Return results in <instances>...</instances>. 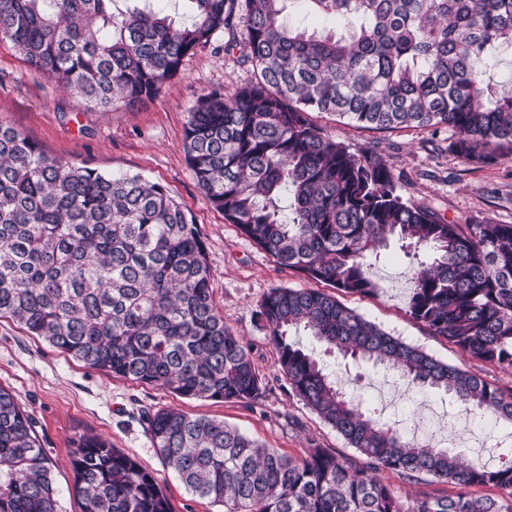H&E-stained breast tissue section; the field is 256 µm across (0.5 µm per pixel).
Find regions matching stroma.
Wrapping results in <instances>:
<instances>
[{
	"label": "stroma",
	"mask_w": 512,
	"mask_h": 512,
	"mask_svg": "<svg viewBox=\"0 0 512 512\" xmlns=\"http://www.w3.org/2000/svg\"><path fill=\"white\" fill-rule=\"evenodd\" d=\"M238 56V51H225L223 34H215L184 59L179 73L155 98L102 113L88 110L80 98L32 68L9 41H0V121L51 157L102 173L142 174L181 202L206 244L211 287L224 322L248 343L267 384L263 400L253 405L184 398L90 368L30 335L18 322L0 318V387L15 394L34 421L60 491L59 512L83 509L81 499L69 492L74 481L71 450L83 434L109 440L113 448L152 471L174 512H224L222 506L190 492L163 464L141 420L147 408L175 407L224 421L293 457L304 456L313 441L343 455L350 452L336 431L292 395L255 317L258 302L270 288H310L313 280L280 267L228 224L210 205L187 164L184 128L199 97L214 90L233 94L252 77ZM310 118L351 150L376 147L403 200L431 208L451 224L485 219L512 224V157L473 165L449 152L445 129L376 132L327 113L314 112ZM371 273L381 285L376 295L343 293L340 301L407 342L464 366L504 391L512 390V374L461 353L409 315L408 260L398 245H391ZM324 359L348 390L360 394L386 420L406 426L408 435L420 442L449 438L463 454L497 458L491 436L499 428L493 420L465 421L461 407L449 396L399 387L385 366H358L334 352Z\"/></svg>",
	"instance_id": "obj_1"
}]
</instances>
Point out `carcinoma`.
<instances>
[{
    "label": "carcinoma",
    "mask_w": 512,
    "mask_h": 512,
    "mask_svg": "<svg viewBox=\"0 0 512 512\" xmlns=\"http://www.w3.org/2000/svg\"><path fill=\"white\" fill-rule=\"evenodd\" d=\"M151 0H0V40L99 112L157 96L214 34L253 78L189 112L187 161L209 203L281 267L340 293L381 289L369 269L395 241L411 269L410 316L462 353L512 373V224H449L403 200L373 149L309 119L361 128L444 126L469 163L512 156V86L484 67L512 46V0H302L326 35L288 25L289 0H189L177 24ZM288 207H283V196ZM192 216L140 174L48 157L0 122V318L93 368L180 397L253 404L266 392L251 351L224 325ZM291 393L355 455L311 443L300 458L178 408L144 413L152 447L193 494L224 512H512V447L489 465L422 444L336 385L292 332L452 395L512 426V394L392 335L312 288L274 287L255 311ZM83 512H173L156 476L96 436L72 450ZM452 485L402 497L383 473ZM475 487L498 490L495 497ZM0 512H58L31 417L0 387Z\"/></svg>",
    "instance_id": "1"
}]
</instances>
